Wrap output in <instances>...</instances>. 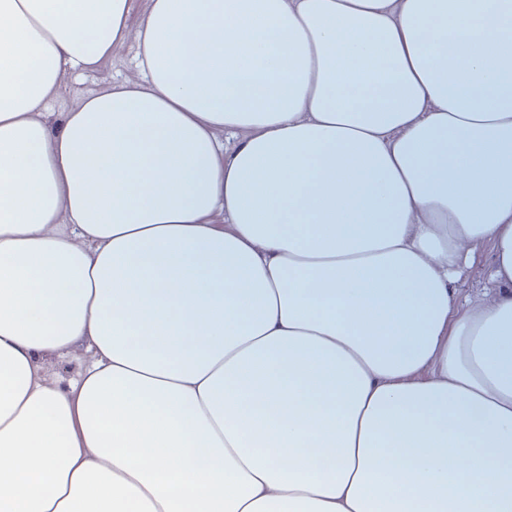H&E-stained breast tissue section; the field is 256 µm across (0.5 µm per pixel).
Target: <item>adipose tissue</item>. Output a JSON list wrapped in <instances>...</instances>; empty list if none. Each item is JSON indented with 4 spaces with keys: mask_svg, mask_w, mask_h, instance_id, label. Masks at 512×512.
Masks as SVG:
<instances>
[{
    "mask_svg": "<svg viewBox=\"0 0 512 512\" xmlns=\"http://www.w3.org/2000/svg\"><path fill=\"white\" fill-rule=\"evenodd\" d=\"M132 9L0 0V512H512V0ZM133 50L125 47L112 56V61L95 70L63 79L57 97L51 102L47 112H54L49 120L55 122L60 112H68L81 97L105 90L112 82L125 76H132ZM493 252L494 248L491 243L485 242L478 246L475 260L464 269L458 280V292L462 302L466 299L479 301L489 290Z\"/></svg>",
    "mask_w": 512,
    "mask_h": 512,
    "instance_id": "adipose-tissue-1",
    "label": "adipose tissue"
}]
</instances>
